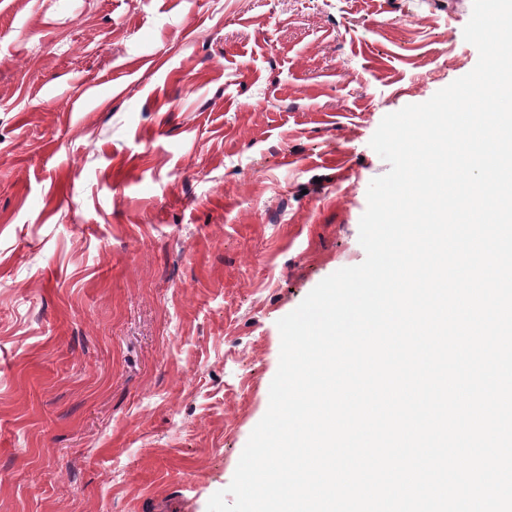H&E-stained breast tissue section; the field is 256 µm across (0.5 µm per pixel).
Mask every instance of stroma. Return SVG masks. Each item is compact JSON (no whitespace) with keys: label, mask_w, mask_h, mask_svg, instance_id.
Segmentation results:
<instances>
[{"label":"stroma","mask_w":512,"mask_h":512,"mask_svg":"<svg viewBox=\"0 0 512 512\" xmlns=\"http://www.w3.org/2000/svg\"><path fill=\"white\" fill-rule=\"evenodd\" d=\"M472 3L0 0V512H207Z\"/></svg>","instance_id":"obj_1"}]
</instances>
